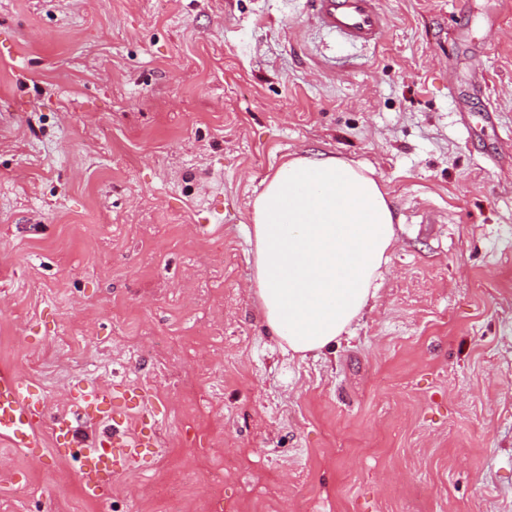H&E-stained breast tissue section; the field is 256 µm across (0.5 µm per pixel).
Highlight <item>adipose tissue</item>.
<instances>
[{
	"label": "adipose tissue",
	"mask_w": 512,
	"mask_h": 512,
	"mask_svg": "<svg viewBox=\"0 0 512 512\" xmlns=\"http://www.w3.org/2000/svg\"><path fill=\"white\" fill-rule=\"evenodd\" d=\"M251 208L253 287L267 329L298 357L335 346L376 295L397 237L371 169L306 152L280 163Z\"/></svg>",
	"instance_id": "1"
}]
</instances>
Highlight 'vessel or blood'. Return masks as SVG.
<instances>
[{
  "mask_svg": "<svg viewBox=\"0 0 512 512\" xmlns=\"http://www.w3.org/2000/svg\"><path fill=\"white\" fill-rule=\"evenodd\" d=\"M311 15L325 32L354 47L378 46L386 35L387 19L380 0H311ZM112 391L91 387L70 400L69 412L54 429V458L78 461L80 482L90 497H105L109 475L148 461L144 451L156 447L154 435L125 432L100 435L96 450L83 451L75 421L95 415L111 416ZM46 414L41 398L14 371L0 369V437L21 448L41 447L38 424Z\"/></svg>",
  "mask_w": 512,
  "mask_h": 512,
  "instance_id": "1",
  "label": "vessel or blood"
}]
</instances>
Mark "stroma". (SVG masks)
Returning <instances> with one entry per match:
<instances>
[{
  "label": "stroma",
  "instance_id": "35a3bbf8",
  "mask_svg": "<svg viewBox=\"0 0 512 512\" xmlns=\"http://www.w3.org/2000/svg\"><path fill=\"white\" fill-rule=\"evenodd\" d=\"M380 2L354 49L308 0H0V368L160 436L104 502L0 438V512H512V0ZM306 151L372 168L397 242L300 359L249 213Z\"/></svg>",
  "mask_w": 512,
  "mask_h": 512
}]
</instances>
